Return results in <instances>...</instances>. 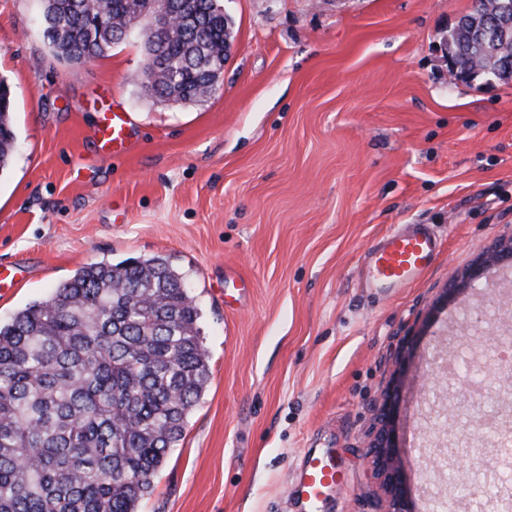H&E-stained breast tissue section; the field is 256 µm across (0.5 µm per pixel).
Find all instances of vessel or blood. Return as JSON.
I'll return each instance as SVG.
<instances>
[{
	"instance_id": "vessel-or-blood-1",
	"label": "vessel or blood",
	"mask_w": 512,
	"mask_h": 512,
	"mask_svg": "<svg viewBox=\"0 0 512 512\" xmlns=\"http://www.w3.org/2000/svg\"><path fill=\"white\" fill-rule=\"evenodd\" d=\"M96 135L103 155L123 153L128 138L124 115L113 111L102 113ZM442 246V238L429 225H405L383 236L365 255V281L369 287L384 290L408 287L431 266ZM336 474V461L330 454L304 457L295 492L312 512L335 486Z\"/></svg>"
}]
</instances>
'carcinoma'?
I'll list each match as a JSON object with an SVG mask.
<instances>
[{"label":"carcinoma","mask_w":512,"mask_h":512,"mask_svg":"<svg viewBox=\"0 0 512 512\" xmlns=\"http://www.w3.org/2000/svg\"><path fill=\"white\" fill-rule=\"evenodd\" d=\"M163 34L144 0H43L55 56L98 58L136 34L147 95L197 102L221 81L232 41L221 0H164ZM470 77L512 78V0H474L444 39ZM0 104V170L16 135L10 90ZM200 314L183 273L155 256L80 266L46 298L0 321V512H137L209 380Z\"/></svg>","instance_id":"cac0c4a2"}]
</instances>
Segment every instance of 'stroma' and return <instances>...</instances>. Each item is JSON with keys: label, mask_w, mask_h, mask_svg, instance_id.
<instances>
[{"label": "stroma", "mask_w": 512, "mask_h": 512, "mask_svg": "<svg viewBox=\"0 0 512 512\" xmlns=\"http://www.w3.org/2000/svg\"><path fill=\"white\" fill-rule=\"evenodd\" d=\"M223 5L221 87L181 104L141 95L138 37L70 63L37 0H0L17 138L0 263L22 271L0 320L89 262L162 255L185 273L210 377L140 512H299L314 448L339 469L318 512H383L366 453L392 389L415 512H496L493 417L444 369L462 350L492 395L512 390V264L462 283L512 235V80L448 78L443 39L473 0ZM109 108L130 125L114 159L95 137ZM402 224L433 225L444 252L412 287H367L363 255ZM468 307L483 325L462 324Z\"/></svg>", "instance_id": "35a3bbf8"}]
</instances>
